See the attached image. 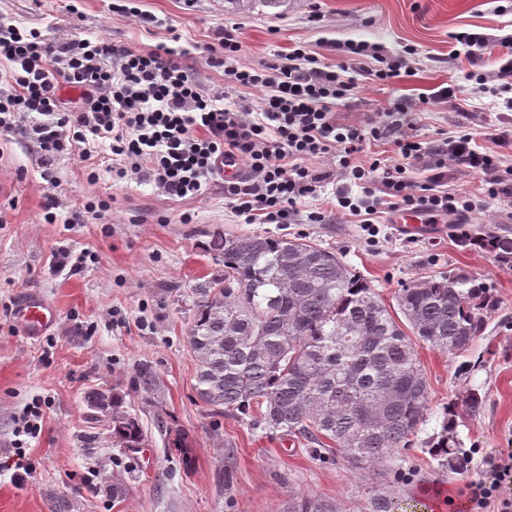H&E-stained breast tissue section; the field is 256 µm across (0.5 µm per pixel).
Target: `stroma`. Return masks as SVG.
<instances>
[{
	"mask_svg": "<svg viewBox=\"0 0 512 512\" xmlns=\"http://www.w3.org/2000/svg\"><path fill=\"white\" fill-rule=\"evenodd\" d=\"M113 0H0V17L59 40L77 31L103 36L132 50L149 48L177 30L190 52L201 85L226 90L229 99L255 100L256 92L226 88L223 69L206 52L224 26H241L242 66L282 61L290 48L307 46L335 63L326 41L349 39L380 44L387 58L404 57L413 75L383 85L359 75L355 101L339 108V121L389 111L393 99L415 101L410 120L420 141L470 132L492 146L494 129L512 127V112L468 80L470 65L454 57L450 36L460 31L495 39L512 33V12L495 0H286L277 13L258 6L247 13L225 10L224 0H132L151 15L146 28L112 13ZM456 82L462 107L419 103L441 84ZM327 178L305 198L289 224L265 218L244 223L224 200V183L213 177L202 194L184 199L159 193L153 184L113 179L102 153L90 160L64 154L52 177L21 135L0 143V512H285L298 494L332 500L338 512H367L376 493L425 512L424 498L456 505L469 485L490 480L492 461L512 455V262H504L478 239L512 237V197L487 199L481 179L456 164L448 186L469 197L468 230L475 244L452 234L411 239L400 235L391 214H382L376 240H368L355 217L338 213L336 193L348 187L334 155L316 161ZM96 170L97 182L87 178ZM63 217L43 219L47 200ZM109 202L108 211L86 212L90 201ZM321 211L326 219L310 224ZM79 223H68L71 215ZM302 237L336 253L385 301L395 307L403 286L438 275H462L484 284L497 301L470 351L452 356L420 344L416 353L430 392L426 420L413 448L364 468L313 456L303 440L255 426L251 417L212 415L194 389L196 364L186 342L191 290L216 273L209 252L215 235ZM82 257L83 269L53 267L60 250ZM35 295L54 306V325L40 336L24 334L3 310ZM152 384L143 388L141 372ZM122 397L145 434L139 452L112 443L105 422L89 419L85 397L93 390ZM485 396L478 412L465 405L469 392ZM41 401L39 433L18 432L17 420ZM456 418L469 463L455 473L425 452L426 441ZM182 429L187 445L174 447L169 428ZM34 467L24 482L13 478L15 449ZM405 476L394 480L395 473ZM126 486L121 499L108 491Z\"/></svg>",
	"mask_w": 512,
	"mask_h": 512,
	"instance_id": "1",
	"label": "stroma"
}]
</instances>
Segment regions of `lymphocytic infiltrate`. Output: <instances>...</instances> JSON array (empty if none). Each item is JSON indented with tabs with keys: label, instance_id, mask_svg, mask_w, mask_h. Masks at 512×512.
Instances as JSON below:
<instances>
[{
	"label": "lymphocytic infiltrate",
	"instance_id": "f902f5d3",
	"mask_svg": "<svg viewBox=\"0 0 512 512\" xmlns=\"http://www.w3.org/2000/svg\"><path fill=\"white\" fill-rule=\"evenodd\" d=\"M493 76L476 71L468 79L494 81V95L512 112V34L500 37ZM243 50L238 27L218 33L207 51L227 82L257 93L255 103L226 101L224 93L204 90L187 63V53L165 43L139 51L105 37L73 34L54 41L35 29L0 24V134L22 133L50 166L62 154L89 159L106 145L116 178L149 181L169 197H193L216 174L225 158L244 161L247 175L224 184V199L245 223L257 216L289 223L305 197L322 181L311 160L335 155L351 183L379 186L371 198L338 193V208L358 217L363 231L377 235L381 209H423L460 224L473 209L471 200L448 188V164L464 165L481 176L487 197L497 198L512 186V168L501 154L481 146L473 134L457 133L426 144L404 130L407 113L395 101L384 119L365 124L342 123L338 102L358 93L356 73L392 84L409 78L401 59L385 60L378 47L347 43L336 64L296 45L284 64L255 70L237 65ZM78 88L72 106L58 94L62 86ZM392 139L398 159L388 165L358 156L368 141ZM427 171L417 189L411 172ZM469 512H512V456L493 466V479L472 485Z\"/></svg>",
	"mask_w": 512,
	"mask_h": 512
}]
</instances>
